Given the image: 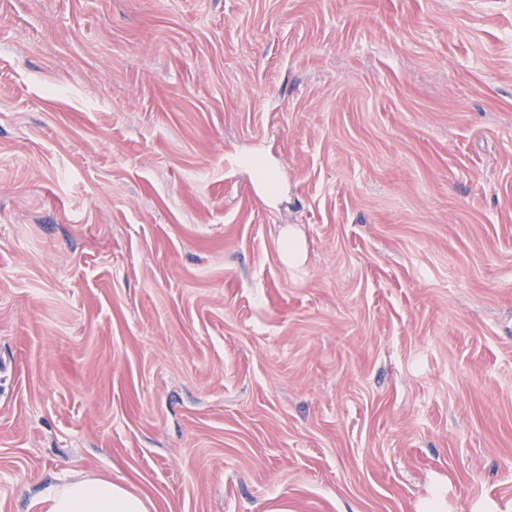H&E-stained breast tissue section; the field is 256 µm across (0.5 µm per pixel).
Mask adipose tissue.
Returning <instances> with one entry per match:
<instances>
[{"mask_svg": "<svg viewBox=\"0 0 512 512\" xmlns=\"http://www.w3.org/2000/svg\"><path fill=\"white\" fill-rule=\"evenodd\" d=\"M42 512H154L153 501L112 479L89 475L47 487L38 499Z\"/></svg>", "mask_w": 512, "mask_h": 512, "instance_id": "adipose-tissue-1", "label": "adipose tissue"}]
</instances>
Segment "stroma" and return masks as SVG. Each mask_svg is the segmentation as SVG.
<instances>
[{
  "label": "stroma",
  "mask_w": 512,
  "mask_h": 512,
  "mask_svg": "<svg viewBox=\"0 0 512 512\" xmlns=\"http://www.w3.org/2000/svg\"><path fill=\"white\" fill-rule=\"evenodd\" d=\"M512 512V0H0V512ZM37 503L43 512H155L149 497L100 475L51 485Z\"/></svg>",
  "instance_id": "35a3bbf8"
}]
</instances>
